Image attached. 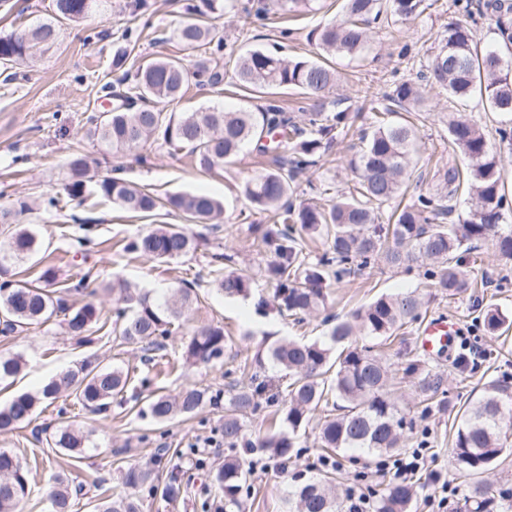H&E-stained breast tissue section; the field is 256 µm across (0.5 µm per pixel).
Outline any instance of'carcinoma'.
Listing matches in <instances>:
<instances>
[{
    "label": "carcinoma",
    "mask_w": 512,
    "mask_h": 512,
    "mask_svg": "<svg viewBox=\"0 0 512 512\" xmlns=\"http://www.w3.org/2000/svg\"><path fill=\"white\" fill-rule=\"evenodd\" d=\"M312 0H269L254 11L258 20L280 11L305 12ZM424 0H343L342 15L314 30L312 39L319 49L314 59H285L262 48L246 51L237 61L235 75L240 89L250 95L270 94L278 89H294L308 97L323 98L338 81L332 58L356 56L366 47L373 24L388 25L406 21L424 11ZM207 11L180 24L174 36L180 50L190 57H163L126 71L121 81L128 83L123 103L108 112L89 117L90 133L116 154L130 152L148 139L162 137L173 150L186 149L200 169L211 171L235 160L243 147L263 140L275 131L288 134L287 154L275 160V168L247 180L242 192L250 204L266 214L267 223L255 239L259 250L270 255L264 268L274 285V301L279 311L299 320L325 308L330 288L351 281L375 263L391 268L423 269L425 287L434 288L448 299L464 295L472 287L474 268L469 255L482 244L493 247L500 258L512 260V213L505 193V173L501 150L512 152V0H486L485 10L476 15L463 0H456L461 18L448 24L436 50L421 65L416 79L400 82L384 100H369L373 128L361 134V146L349 161L353 186L336 196L329 208L315 205L294 206L298 177L316 166L326 148L352 126L348 110L307 113L299 119L269 99L257 111L166 112L162 104L180 98L191 84L216 87L221 73L211 66L207 50L214 40L210 14L224 10V0H205ZM55 21L41 23L27 33L0 36V64L8 67L39 45L55 42L57 24L75 21L87 14L86 0H55ZM495 18L496 31L504 52L480 50L473 26L477 18ZM439 87L455 103L478 95L491 111L506 117L496 130L498 144H491L480 123L465 112L448 120V141L469 160L467 168L454 164L439 168L435 193L419 194L403 203L407 188L415 181L412 155L416 153L417 133L408 122L395 119L399 112L417 109L424 92ZM70 180L64 186L70 197H79L87 188L123 209L149 214L160 208L178 212L191 224H210L224 211L223 203L205 193H167L159 196L120 176L96 179L89 175L84 155L69 161ZM468 195L470 206L458 221L447 224L459 193ZM318 236L323 252L311 257L302 246L303 236ZM196 248V237L179 224H160L134 239L127 249L147 260L170 262ZM38 249L36 233L22 227L0 246V267L27 257ZM224 266L214 269L218 291L227 298L246 299L250 278L229 268L233 257L215 255ZM42 283L15 281L0 285V318L4 330L41 324L63 315L67 332L81 342L91 341L101 330L95 304L71 307L67 300L48 290L55 275L47 270ZM194 289L184 286L163 302L129 285L119 286L117 301L124 317L114 331L127 344L159 346V339L170 334L173 321L192 300ZM424 306L416 291L381 294L368 305L337 322L328 340L299 342L283 340L269 349L270 358L288 376L284 399L288 403V432L275 433L259 441L258 447L277 457H286L295 448V436L318 408L332 406L319 428L322 448L337 452L362 448L371 455L395 452L413 429L390 391V365L375 352L374 346L353 340L388 339L421 318ZM512 321L489 306L476 317V328L485 336L502 334ZM228 347L224 328L201 327L184 350L187 360L210 364L221 360ZM25 364L20 354L0 355V379L19 373ZM405 373L416 380L420 394L431 398L446 394L442 373L419 360H411ZM130 377L119 366H102L83 359L43 385L36 393L15 396L0 408V432H11L29 423L43 400L54 399L62 391L75 395L92 410L110 407L112 398L124 392ZM266 389L258 372L249 384L227 396L208 389L187 388L175 397L155 395L148 400L145 414L156 422L177 416H190L209 405H224V445L235 450L244 436L245 418L255 410V396ZM454 415L455 438L452 461L471 476L491 469L512 438V387L499 379L487 382L473 402L448 404ZM87 437L71 425L59 423L50 445L69 456L82 454ZM240 460L224 457L215 474L224 491V512H240L238 493L242 481ZM331 476L321 480L302 479L298 474L295 491L288 504L296 512H342L340 495L328 486ZM122 484L129 492L99 505L98 512H141L138 493L153 495L149 468L130 466L122 473ZM31 490L28 470L21 458L0 449V512H18ZM83 490L57 475L47 493L48 512H72L73 499ZM417 486L391 482L375 505V512H409ZM455 512H512V489L494 487L474 480L461 497Z\"/></svg>",
    "instance_id": "obj_1"
}]
</instances>
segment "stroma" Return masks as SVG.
I'll return each mask as SVG.
<instances>
[{"mask_svg":"<svg viewBox=\"0 0 512 512\" xmlns=\"http://www.w3.org/2000/svg\"><path fill=\"white\" fill-rule=\"evenodd\" d=\"M131 2L95 0L88 14L59 26L54 44L33 50L11 68L0 67V211L16 212L18 222L32 225L39 240L34 255L0 271V283L34 280L44 269L53 268L57 288L67 290L71 302H93L104 324L95 333L93 343L84 346L76 345L58 317L14 333H0V354L19 353L26 360L19 375L0 381V405L17 394L36 392L43 383L87 357L104 366H121L131 375L127 391L113 399L107 412L91 413L74 396L64 394L40 404L29 425L0 433V448L16 453L29 471L33 496L22 503V512H47L44 492L59 474L88 485V495L75 500L74 510L92 512L95 504L122 492L121 469L153 461L158 464L160 477L177 471L180 486L172 497L144 499L143 512H202L203 501L223 504L224 494L214 481L228 453L220 442L223 410L207 406L192 417L159 425L140 415L136 395L155 391L173 395L193 386L227 391L247 382L260 366L268 388L259 397L256 410L249 413L245 434L252 441L268 436L280 431L288 410L287 403L276 396L282 384L281 370L267 353L269 344L283 338L326 339V314L344 317L380 294L421 286L417 272L381 265L347 285L331 288L325 314L295 323L279 315L273 286L262 272L267 257L257 250L253 228L264 223L265 216L241 193L244 182L271 167L270 157L260 155L250 145L236 161L208 172L195 165L188 151H171L159 139L116 157L89 138V116L113 105L106 87L120 78L112 70L114 50L129 45L132 59L140 63L177 55L179 47L173 31L189 19L192 6L200 0H144L136 13L131 10ZM427 2V9L415 19L374 30L358 56L336 59L340 81L334 95L345 99L357 117L352 129L338 137L319 165L307 174L314 186L325 187V194L299 192L295 203L327 205L337 191L350 185L348 162L359 148L361 130L369 126L367 113L360 110L364 97L383 96L396 83L415 78L454 16L453 0ZM257 5L258 0H228L223 16L213 21L215 36L222 40L223 47L210 56L212 64L224 73L223 84L216 88L189 86L181 98L167 104V111L259 106V99L244 97L235 89L233 58L254 47L275 50L289 58L311 57L316 52L310 42L311 31L342 11V0H318L315 11L289 15L281 21L274 19L263 26L248 18ZM54 14V0H7L5 6H0V36L50 21ZM452 109L440 90L428 92L418 124L420 149L415 155L416 169L423 174V191H434L436 166L465 162L448 146L446 121ZM78 151L87 156L94 175H104L109 166L119 163L125 167L126 179L153 188L158 194L204 192L221 200L224 214L218 229L207 224L193 226L198 246L184 258L159 263L139 257L129 251L131 241L155 225L182 223V216L162 212L145 218L96 195L65 197L69 159ZM217 252L233 255L235 268L250 276L251 294L247 299H228L215 290L209 270L211 256ZM475 270L482 283L477 294L455 300L425 294V316L455 320L461 338L477 342L486 350L485 358L464 364L456 351L426 356L417 342L420 327L416 324L401 330L382 347L391 364L392 396L416 419L417 431L407 445L414 448L420 440H427L432 455L431 471L417 478L419 493L411 512H432L428 504L429 495L435 491L432 471H439L459 490L464 488L465 479L451 463V416L441 406L421 415L422 396L413 378L404 373L407 362L424 360L442 371L447 397L454 402L477 397L487 381L505 373L512 375V330L500 336H484L476 332L473 322L475 309L487 305L512 316V261L501 259L487 245L481 249ZM118 280L152 292L179 287L184 281L195 285L197 300L175 321L162 349L152 355H145L139 346L123 343L113 331L118 304L103 287ZM206 324L223 327L232 339L231 347L217 363L186 362L184 345L197 328ZM321 418V413H314L298 433L299 455L289 461L287 471L248 470L240 493L242 512H288L286 499L295 487L293 473L300 471L309 478L322 476L323 452L318 443ZM62 420L88 437L80 460L58 453L47 443ZM198 446L208 460L203 470L192 462L191 450ZM335 461L339 490L355 484L360 474L378 493L389 482L377 470L378 456L348 450L336 455Z\"/></svg>","mask_w":512,"mask_h":512,"instance_id":"35a3bbf8","label":"stroma"}]
</instances>
